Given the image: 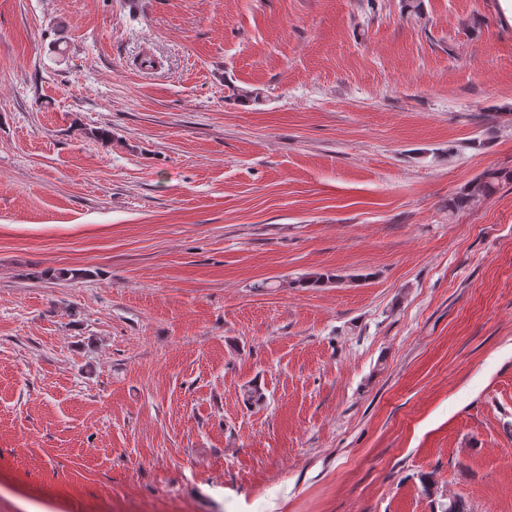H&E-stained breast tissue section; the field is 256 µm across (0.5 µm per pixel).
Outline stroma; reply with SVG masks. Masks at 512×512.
<instances>
[{
    "label": "stroma",
    "mask_w": 512,
    "mask_h": 512,
    "mask_svg": "<svg viewBox=\"0 0 512 512\" xmlns=\"http://www.w3.org/2000/svg\"><path fill=\"white\" fill-rule=\"evenodd\" d=\"M511 455L499 0H0V512H512Z\"/></svg>",
    "instance_id": "obj_1"
}]
</instances>
